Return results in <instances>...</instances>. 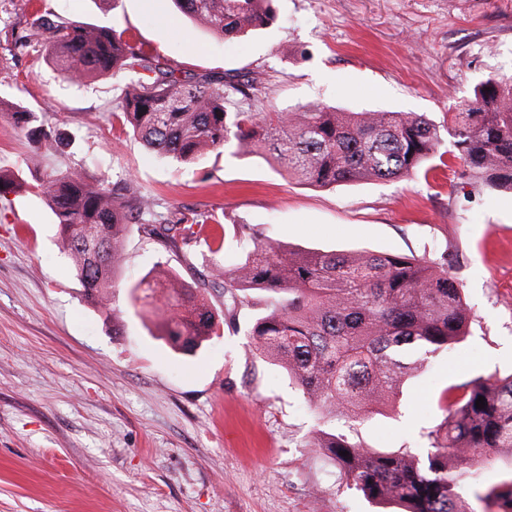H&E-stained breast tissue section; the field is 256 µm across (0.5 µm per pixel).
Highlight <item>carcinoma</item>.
I'll list each match as a JSON object with an SVG mask.
<instances>
[{
    "mask_svg": "<svg viewBox=\"0 0 512 512\" xmlns=\"http://www.w3.org/2000/svg\"><path fill=\"white\" fill-rule=\"evenodd\" d=\"M172 2L222 40L276 21L275 0ZM12 36L18 48L45 42L50 63L74 81L133 74L109 112L148 150L178 165L194 164L215 149L232 156L248 150L304 185L393 181L429 171L447 134L469 180L488 191L512 193V74L479 82L446 127L419 112H343L322 102L288 112H230L229 98L247 96L256 78L228 72L182 77L167 60L114 29L79 25L53 13L35 14ZM5 111L36 149L66 144L59 127L0 97V112ZM0 184L44 200L80 287L108 316L131 220L146 238L171 250L181 242L218 253L225 245L222 234L184 237L183 217L145 220L155 202L130 177L111 182L67 171L30 182L0 173ZM217 282L233 305L255 291L288 294L286 303L255 317L248 336L256 351L286 370L318 422L348 424L347 432L320 428L315 436L347 489L402 512H469L462 490L471 468L504 452L512 455V373L447 388L446 416L429 432L433 442L423 453L374 451L358 439L356 425L393 402L430 356L468 335L470 308L448 270L447 253L426 260L256 241L232 267L214 263L207 281L144 279L128 285V299L160 319L172 349L189 354L217 326L206 296L207 286ZM480 396L482 409L476 407ZM482 499L497 512H512V472Z\"/></svg>",
    "mask_w": 512,
    "mask_h": 512,
    "instance_id": "cac0c4a2",
    "label": "carcinoma"
}]
</instances>
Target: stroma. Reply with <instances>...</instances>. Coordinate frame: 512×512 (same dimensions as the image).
<instances>
[{
  "label": "stroma",
  "instance_id": "1",
  "mask_svg": "<svg viewBox=\"0 0 512 512\" xmlns=\"http://www.w3.org/2000/svg\"><path fill=\"white\" fill-rule=\"evenodd\" d=\"M277 21L222 41L171 0H0V95L43 113L70 145L41 165L115 180L133 174L158 214L224 219L225 264L259 238L302 250L434 257L447 250L472 310L468 335L410 378L393 408L358 428L371 449L426 448L448 386L512 371V194L482 191L445 155L427 175L315 188L262 158L216 150L179 169L114 125L123 77L63 80L43 44L12 29L55 11L107 26L190 74L258 82L245 112L322 102L349 112H423L448 122L488 74L512 73V0H276ZM34 154L0 116V170ZM122 282L158 268L209 275L207 248L166 251L130 226ZM192 354L173 351L156 319L117 291L111 316L86 298L54 216L31 193L0 194V512H392L343 487L315 448L316 419L287 373L249 350L258 306L224 318Z\"/></svg>",
  "mask_w": 512,
  "mask_h": 512
}]
</instances>
